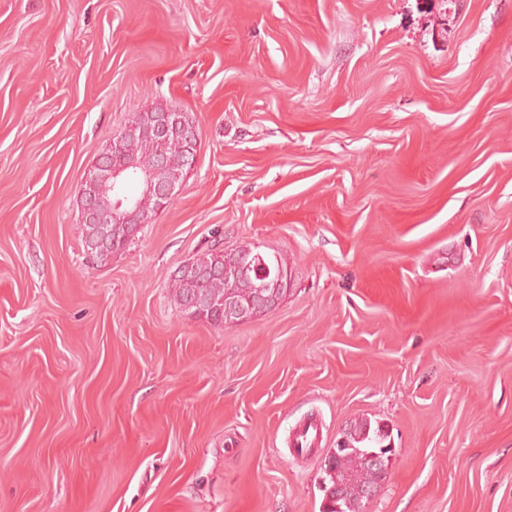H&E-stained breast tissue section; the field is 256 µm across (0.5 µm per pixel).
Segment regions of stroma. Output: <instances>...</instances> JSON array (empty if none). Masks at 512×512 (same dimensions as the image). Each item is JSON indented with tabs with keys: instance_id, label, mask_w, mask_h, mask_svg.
<instances>
[{
	"instance_id": "stroma-1",
	"label": "stroma",
	"mask_w": 512,
	"mask_h": 512,
	"mask_svg": "<svg viewBox=\"0 0 512 512\" xmlns=\"http://www.w3.org/2000/svg\"><path fill=\"white\" fill-rule=\"evenodd\" d=\"M155 108L197 162L93 262L84 173ZM218 242L274 310L182 309ZM361 419L365 512H512V0H0V512H320ZM341 438L346 444L344 449H338L341 440H337L335 453L324 460L326 476L321 489L324 506L320 512H364L366 503L383 480L377 467L385 476L389 472L390 455L381 451L390 450L381 448L387 433L379 423L372 425L370 420H360L351 424ZM373 448H379L370 454L377 467L366 456ZM336 504L341 507L339 510ZM320 430L317 422L301 425L295 433L293 446L300 453L310 451L319 438Z\"/></svg>"
}]
</instances>
